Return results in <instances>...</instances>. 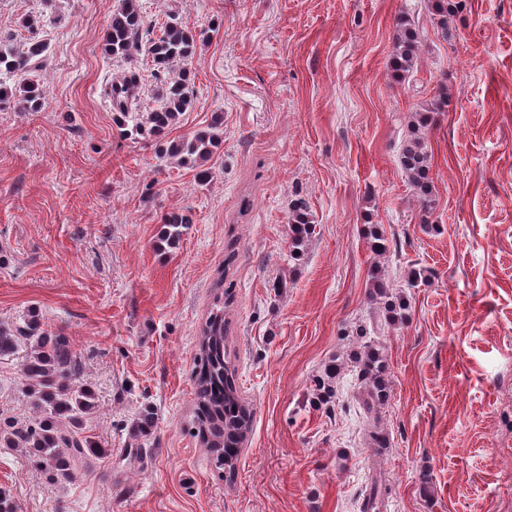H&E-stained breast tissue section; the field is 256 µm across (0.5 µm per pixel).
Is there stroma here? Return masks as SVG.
<instances>
[{
	"label": "stroma",
	"instance_id": "35a3bbf8",
	"mask_svg": "<svg viewBox=\"0 0 512 512\" xmlns=\"http://www.w3.org/2000/svg\"><path fill=\"white\" fill-rule=\"evenodd\" d=\"M111 0H0V36L44 14L40 112L0 109V325L28 310L65 336L98 405L85 421L108 455L67 483L0 447L17 512H512V0H466L443 39L425 27L419 66L392 78L400 14L425 0H141L147 20L210 28L190 62L195 95L169 139L224 115V146L197 185L154 145L121 134L103 95L127 70L158 104L146 54L101 50ZM447 93L428 133L436 201L423 215L398 156L413 112ZM314 234L290 255L288 207ZM192 218L158 251L161 218ZM391 241L374 260L367 225ZM407 288L406 323L376 330L369 271ZM224 283L227 356L253 422L232 475L193 431L194 367ZM382 350L389 437L369 448L344 370L330 406L313 380L365 342ZM19 341L0 355V419L32 409ZM152 412L148 432L137 430Z\"/></svg>",
	"mask_w": 512,
	"mask_h": 512
}]
</instances>
